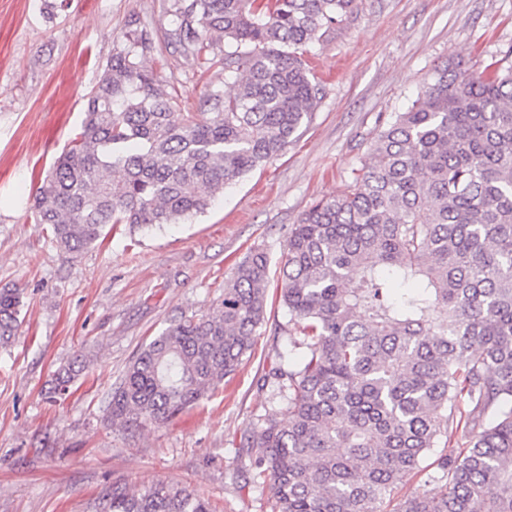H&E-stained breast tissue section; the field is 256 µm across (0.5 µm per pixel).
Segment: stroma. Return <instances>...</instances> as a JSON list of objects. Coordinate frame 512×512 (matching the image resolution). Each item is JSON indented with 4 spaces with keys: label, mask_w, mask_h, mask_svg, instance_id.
Returning <instances> with one entry per match:
<instances>
[{
    "label": "stroma",
    "mask_w": 512,
    "mask_h": 512,
    "mask_svg": "<svg viewBox=\"0 0 512 512\" xmlns=\"http://www.w3.org/2000/svg\"><path fill=\"white\" fill-rule=\"evenodd\" d=\"M164 2L0 0V288H21L23 302L21 335L0 349V512H91L112 484L171 482L212 512H270L271 486L249 480L243 440L281 408L265 375L296 359L280 280L251 356L207 399L161 424L112 427L113 390L171 320L209 307L251 247L279 269L291 225L340 193L382 118L405 111L435 67L453 56L477 69L512 46V0H358L313 47L325 96L281 156L203 214L160 229L119 224L62 253L34 221L41 174L80 132L84 95L129 16L166 26ZM157 75L186 107L224 82L174 55ZM78 356L86 369L53 392L55 371Z\"/></svg>",
    "instance_id": "stroma-1"
}]
</instances>
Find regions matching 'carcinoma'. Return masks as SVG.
Here are the masks:
<instances>
[{"mask_svg": "<svg viewBox=\"0 0 512 512\" xmlns=\"http://www.w3.org/2000/svg\"><path fill=\"white\" fill-rule=\"evenodd\" d=\"M357 0H167L166 26L129 17L125 44L85 94L81 132L40 181L34 219L67 254L108 225L176 224L281 155L322 96L311 48ZM224 71L181 111L151 63ZM434 69L379 124L345 190L292 225L281 302L295 369L280 414L247 440L272 512H512V64ZM270 260L254 248L207 310L182 315L128 366L106 420H168L251 355ZM22 295L0 289V345ZM460 436L454 456L444 448ZM434 469L441 491L386 506ZM92 512H211L177 485H112Z\"/></svg>", "mask_w": 512, "mask_h": 512, "instance_id": "cac0c4a2", "label": "carcinoma"}]
</instances>
